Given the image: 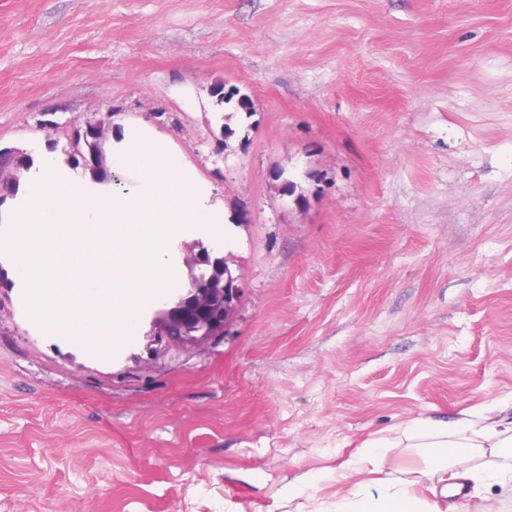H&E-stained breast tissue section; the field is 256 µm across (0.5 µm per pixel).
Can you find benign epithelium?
Returning <instances> with one entry per match:
<instances>
[{
	"label": "benign epithelium",
	"mask_w": 512,
	"mask_h": 512,
	"mask_svg": "<svg viewBox=\"0 0 512 512\" xmlns=\"http://www.w3.org/2000/svg\"><path fill=\"white\" fill-rule=\"evenodd\" d=\"M244 288L239 278L224 275L222 288H191L168 312L160 345L194 346L228 335L239 309Z\"/></svg>",
	"instance_id": "benign-epithelium-1"
}]
</instances>
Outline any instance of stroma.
<instances>
[{
    "label": "stroma",
    "mask_w": 512,
    "mask_h": 512,
    "mask_svg": "<svg viewBox=\"0 0 512 512\" xmlns=\"http://www.w3.org/2000/svg\"><path fill=\"white\" fill-rule=\"evenodd\" d=\"M106 117L223 201L244 296L103 358L0 248V512H288L397 424L512 421V0H0V148ZM213 96L217 97L218 103H230L236 96H239L236 100L237 109L248 114L252 113L253 103L251 99L246 95H239V90L236 87H231L226 90L223 83L217 84L212 90Z\"/></svg>",
    "instance_id": "1"
}]
</instances>
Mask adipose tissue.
I'll return each mask as SVG.
<instances>
[{"mask_svg":"<svg viewBox=\"0 0 512 512\" xmlns=\"http://www.w3.org/2000/svg\"><path fill=\"white\" fill-rule=\"evenodd\" d=\"M399 448L423 451V469L396 476L387 455ZM348 493L329 501L312 495L317 478L305 474L288 488L291 512H443L432 493L458 495L474 487L512 485V423L469 413L451 422L415 419L393 433L364 442L349 469Z\"/></svg>","mask_w":512,"mask_h":512,"instance_id":"1","label":"adipose tissue"}]
</instances>
